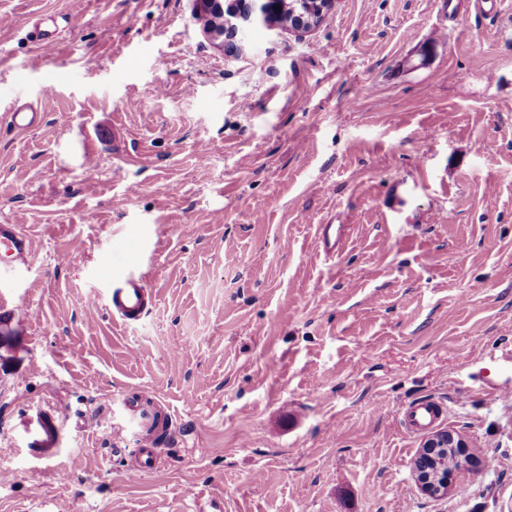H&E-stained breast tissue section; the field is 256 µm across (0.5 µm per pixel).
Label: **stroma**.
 Wrapping results in <instances>:
<instances>
[{
	"instance_id": "1",
	"label": "stroma",
	"mask_w": 512,
	"mask_h": 512,
	"mask_svg": "<svg viewBox=\"0 0 512 512\" xmlns=\"http://www.w3.org/2000/svg\"><path fill=\"white\" fill-rule=\"evenodd\" d=\"M196 8L0 0V222L36 255L0 271V512H512V0L256 11L233 54ZM132 270L155 300L124 326ZM145 390L176 419L150 473L112 414ZM422 397L466 494L416 484ZM28 405L63 416L57 458L13 438ZM302 1H308L307 4L311 9V16L305 12L300 11L299 7ZM312 0H290L289 3L292 7V18L293 21H285L281 12H270V23L286 26L289 29L296 31H309L311 28L316 26L322 19L325 18L326 14L332 9L335 4V0H313L316 9L312 7ZM315 12V15L313 14ZM10 124L20 131H29L39 127L44 121V113L37 112L30 104L16 105L9 112ZM343 225L341 224H320L318 227L319 246L327 256L336 254V248L341 243L343 236ZM152 300V292L144 280L130 276L112 288L106 307L112 318L129 324L142 319L152 306ZM445 416V408L432 399L419 400L405 412L402 420L404 425L414 432H425L436 425Z\"/></svg>"
}]
</instances>
